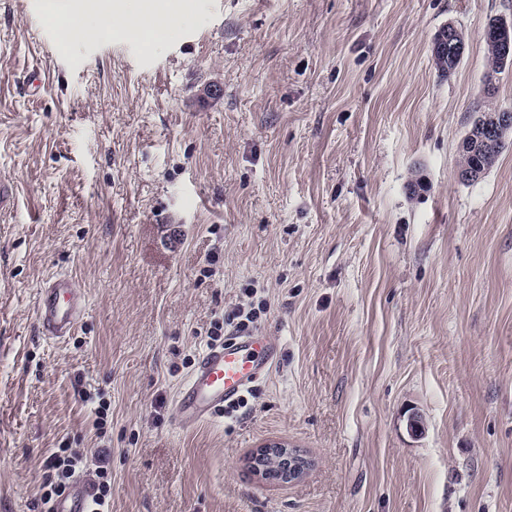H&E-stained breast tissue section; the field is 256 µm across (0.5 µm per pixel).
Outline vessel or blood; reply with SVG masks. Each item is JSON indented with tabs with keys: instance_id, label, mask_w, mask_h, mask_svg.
Masks as SVG:
<instances>
[{
	"instance_id": "1",
	"label": "vessel or blood",
	"mask_w": 512,
	"mask_h": 512,
	"mask_svg": "<svg viewBox=\"0 0 512 512\" xmlns=\"http://www.w3.org/2000/svg\"><path fill=\"white\" fill-rule=\"evenodd\" d=\"M83 308L84 296L72 280L53 277L40 289L36 305L41 334L52 339L70 336ZM275 359V342L250 332L232 334L223 344L209 347L177 392L175 423L190 429L223 412L269 371ZM88 495L86 482L75 480L55 501L53 512H87Z\"/></svg>"
}]
</instances>
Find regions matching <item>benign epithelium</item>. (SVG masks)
<instances>
[{
  "mask_svg": "<svg viewBox=\"0 0 512 512\" xmlns=\"http://www.w3.org/2000/svg\"><path fill=\"white\" fill-rule=\"evenodd\" d=\"M491 33L499 45L503 61L512 62V21H497ZM466 42L458 37L457 27L450 23L439 32L434 41L433 49L441 54L460 60L466 52ZM512 130V109L499 108L488 113L476 126L470 128L461 140L458 153H479L483 155L484 166L456 169V176L463 182L481 177L484 168L493 165L503 147L507 144L504 133ZM308 460L297 451L279 444H271L260 449L250 462L255 473L265 477L268 470H275V475L283 482L293 481L302 476L308 469Z\"/></svg>",
  "mask_w": 512,
  "mask_h": 512,
  "instance_id": "7a95c632",
  "label": "benign epithelium"
}]
</instances>
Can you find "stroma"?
<instances>
[{
    "instance_id": "obj_1",
    "label": "stroma",
    "mask_w": 512,
    "mask_h": 512,
    "mask_svg": "<svg viewBox=\"0 0 512 512\" xmlns=\"http://www.w3.org/2000/svg\"><path fill=\"white\" fill-rule=\"evenodd\" d=\"M495 17L512 0H193L147 45L0 0V512H42L62 447L88 481L109 449L111 512H512V146L455 175L485 98L512 109ZM54 274L86 304L62 342L36 322ZM247 300L272 371L178 428ZM269 444L308 472L256 475ZM491 33L496 41L484 34L488 75L500 73L506 66L504 63L512 62V21L500 19L494 24ZM466 48V42L458 37L457 27L452 23H448V25L436 35L432 49H434V52H439L441 56L442 54H445L444 56L446 57V54H448L453 59H434L437 70L441 74H450L453 72L460 63L457 60H461L463 58ZM259 318V312L252 307L251 303H241L233 311H231L222 321V324L217 321L213 324L212 329L209 333V339L211 345L214 342L220 341L222 330L224 329L223 324L230 325L233 331H245L253 328Z\"/></svg>"
}]
</instances>
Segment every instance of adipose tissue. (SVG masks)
I'll use <instances>...</instances> for the list:
<instances>
[{
  "label": "adipose tissue",
  "instance_id": "ef3b65f1",
  "mask_svg": "<svg viewBox=\"0 0 512 512\" xmlns=\"http://www.w3.org/2000/svg\"><path fill=\"white\" fill-rule=\"evenodd\" d=\"M47 16L69 41L105 30L151 42L178 28L187 16V8L169 4L168 0H84L76 9L61 12L54 0H49Z\"/></svg>",
  "mask_w": 512,
  "mask_h": 512
}]
</instances>
